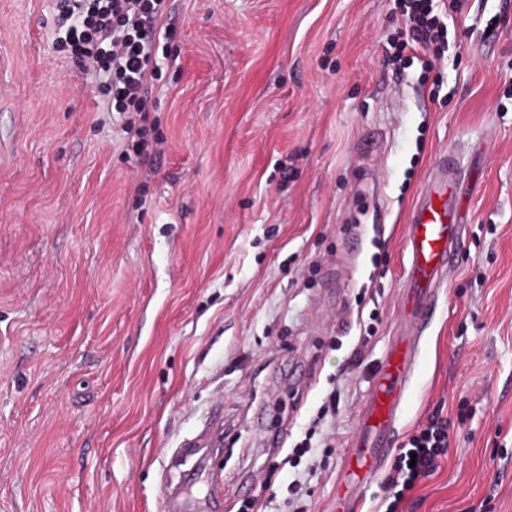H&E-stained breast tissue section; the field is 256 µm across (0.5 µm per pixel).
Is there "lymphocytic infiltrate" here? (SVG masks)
Returning a JSON list of instances; mask_svg holds the SVG:
<instances>
[{"label":"lymphocytic infiltrate","mask_w":512,"mask_h":512,"mask_svg":"<svg viewBox=\"0 0 512 512\" xmlns=\"http://www.w3.org/2000/svg\"><path fill=\"white\" fill-rule=\"evenodd\" d=\"M464 0H445L435 13L433 0H403L405 29L392 43L403 65L429 68L446 45L448 23L457 19ZM167 0H64L56 21V40L85 70L106 77L112 107L125 116V129L143 162L153 160L155 102L149 87L160 79L161 61L175 38L160 20ZM448 421L431 415L400 448L382 486L385 512H402V504L420 480L431 476L448 452Z\"/></svg>","instance_id":"lymphocytic-infiltrate-1"}]
</instances>
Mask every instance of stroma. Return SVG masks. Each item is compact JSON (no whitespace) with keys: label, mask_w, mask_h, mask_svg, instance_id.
I'll list each match as a JSON object with an SVG mask.
<instances>
[{"label":"stroma","mask_w":512,"mask_h":512,"mask_svg":"<svg viewBox=\"0 0 512 512\" xmlns=\"http://www.w3.org/2000/svg\"><path fill=\"white\" fill-rule=\"evenodd\" d=\"M56 3L0 0V512H162L219 426L217 512H334L448 149L465 231L396 442L438 411L449 447L403 512H512V0L426 72L386 59L394 0H169L153 174Z\"/></svg>","instance_id":"obj_1"}]
</instances>
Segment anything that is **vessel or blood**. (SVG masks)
Here are the masks:
<instances>
[{
	"label": "vessel or blood",
	"mask_w": 512,
	"mask_h": 512,
	"mask_svg": "<svg viewBox=\"0 0 512 512\" xmlns=\"http://www.w3.org/2000/svg\"><path fill=\"white\" fill-rule=\"evenodd\" d=\"M460 181L455 153H440L409 211L405 233L408 266L401 304L405 336L388 351L362 410L359 431L340 473L336 512H350V488L368 487L393 446L422 334L431 320L439 291L447 287L449 274L456 266L463 224Z\"/></svg>",
	"instance_id": "b4317fda"
}]
</instances>
